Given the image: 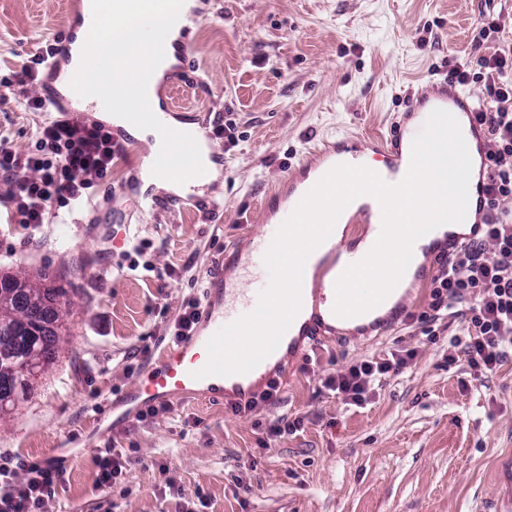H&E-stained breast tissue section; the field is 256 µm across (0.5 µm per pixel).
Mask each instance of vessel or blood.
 Masks as SVG:
<instances>
[{
  "mask_svg": "<svg viewBox=\"0 0 512 512\" xmlns=\"http://www.w3.org/2000/svg\"><path fill=\"white\" fill-rule=\"evenodd\" d=\"M60 57H53L45 67L53 76H66L70 92L74 98L84 93L82 70L62 73ZM127 71L113 70L112 82L99 99L93 101L92 109H110L113 102L135 92ZM443 109L451 113L459 122L464 138L472 140L475 153L471 157L472 170L470 189L476 193V205L471 220L464 230L446 233L445 237L434 241L427 249L429 255L437 257L463 248L482 231L481 221L487 211L486 186L489 180L487 168L488 143L483 127L476 121V103L472 93L466 88L445 79L432 80L411 98L401 120L392 124L388 136L373 135L368 142L372 152L384 155L386 167L381 170V178L390 184L400 182L406 175L411 155L405 150L424 126L433 110ZM132 125L149 122L160 124L166 142L165 151L155 157L148 166L149 176L159 185L158 194L152 195L148 205L157 207L161 199L171 197V185L182 181L204 182L210 178L211 165H223L224 155L215 144H208L210 167H201L197 152L180 128L169 124L162 112H130L126 115ZM349 141L347 136L334 137L323 141L311 149L300 164L290 170L287 176L277 180L269 194V201L260 208L264 229L254 235L245 253L235 261L233 275L216 270L210 278V286L204 299L200 321L185 340L177 347L167 350L157 369L152 370L137 385V395L143 396L145 404L170 402L192 396L213 399L241 400L258 393L261 386L273 376L274 365H280L298 354L307 338L335 335L342 319L333 312L335 303V283L344 268L331 264L322 268L319 279L304 278L302 299L311 305V315L299 328L288 329L277 349L270 358L262 360L253 370L245 374L219 376L212 375L201 379L194 373L202 369L208 360L206 344L223 326L230 324L242 315L252 312L259 294L269 284L270 278L264 264V255L277 230L296 208L304 193L302 184L310 174L325 175L333 167L342 164ZM352 224L381 226L382 215L379 203L368 200L354 212L349 213Z\"/></svg>",
  "mask_w": 512,
  "mask_h": 512,
  "instance_id": "vessel-or-blood-1",
  "label": "vessel or blood"
}]
</instances>
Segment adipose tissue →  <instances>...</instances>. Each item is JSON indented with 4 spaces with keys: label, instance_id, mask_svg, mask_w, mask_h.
Returning a JSON list of instances; mask_svg holds the SVG:
<instances>
[{
    "label": "adipose tissue",
    "instance_id": "ef3b65f1",
    "mask_svg": "<svg viewBox=\"0 0 512 512\" xmlns=\"http://www.w3.org/2000/svg\"><path fill=\"white\" fill-rule=\"evenodd\" d=\"M190 8V0H166L164 7L148 6L106 23L99 18L100 0H88L72 44V63L81 65L91 53L100 66L85 74L84 103L93 102L100 94L113 68L146 62L152 70L151 80L135 95L115 101L111 119L120 125L125 113L158 109V85L175 61L173 42Z\"/></svg>",
    "mask_w": 512,
    "mask_h": 512
}]
</instances>
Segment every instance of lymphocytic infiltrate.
Segmentation results:
<instances>
[{
	"label": "lymphocytic infiltrate",
	"instance_id": "obj_1",
	"mask_svg": "<svg viewBox=\"0 0 512 512\" xmlns=\"http://www.w3.org/2000/svg\"><path fill=\"white\" fill-rule=\"evenodd\" d=\"M502 31L498 18L485 19L472 39L474 58L448 72L449 80L461 86H480L476 119L491 144L484 231L439 261L427 304L412 316L431 336L436 322L456 311L465 336L461 351L477 377L499 369L512 353V46H501ZM488 44L494 52L483 53ZM122 154L110 127L78 117L41 126L31 151H17L0 134V206L23 224L42 226L60 209L88 200ZM414 356V350L397 347L362 358L326 376L322 386L344 405L360 408L376 385L402 373ZM62 481L63 468L56 461L28 465L17 484L8 464L0 463V482L8 486L0 493V512H44Z\"/></svg>",
	"mask_w": 512,
	"mask_h": 512
}]
</instances>
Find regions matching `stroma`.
<instances>
[{
	"label": "stroma",
	"instance_id": "obj_1",
	"mask_svg": "<svg viewBox=\"0 0 512 512\" xmlns=\"http://www.w3.org/2000/svg\"><path fill=\"white\" fill-rule=\"evenodd\" d=\"M498 13L512 17V0H211L181 34L192 51L158 97L175 99L177 122L199 130H211L217 112L235 123L208 185L222 209L205 210L178 185V202L143 211L141 198L156 190L144 169L152 142L116 125L124 154L90 202L39 229L0 223V271L67 300L55 360L0 416V456L14 482L28 463L61 462L63 483L45 512H485L492 496L511 500L512 355L478 379L466 359L449 363L462 334L455 318L433 341L406 321L317 339L315 371L296 358L278 375L282 403L251 414L190 398L141 420L124 401L172 346L168 327L183 300L204 297L215 261L232 260V247L261 231L274 181L323 138L387 132ZM76 25L67 0H0V131L17 150L34 148L43 118L16 103L12 73L45 37ZM134 237L148 244L145 266L115 275ZM145 345L149 355H139ZM397 346L414 359L365 408L322 389V378ZM285 416L302 418V429L259 451L258 438ZM106 447L122 452L125 471L101 490L96 455Z\"/></svg>",
	"mask_w": 512,
	"mask_h": 512
}]
</instances>
